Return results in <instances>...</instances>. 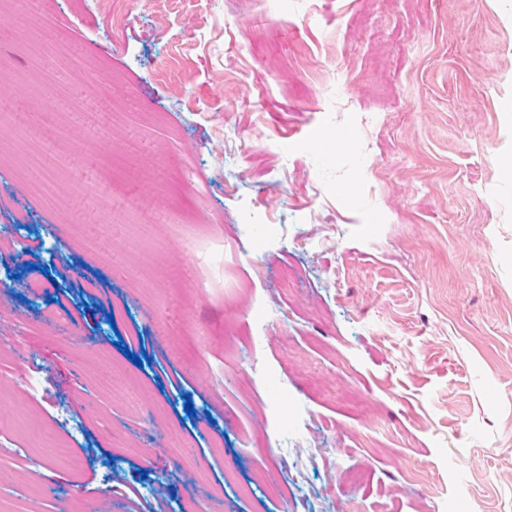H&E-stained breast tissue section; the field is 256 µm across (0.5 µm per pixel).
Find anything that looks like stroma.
<instances>
[{
  "label": "stroma",
  "mask_w": 512,
  "mask_h": 512,
  "mask_svg": "<svg viewBox=\"0 0 512 512\" xmlns=\"http://www.w3.org/2000/svg\"><path fill=\"white\" fill-rule=\"evenodd\" d=\"M112 10L0 24V512H512V0Z\"/></svg>",
  "instance_id": "35a3bbf8"
}]
</instances>
